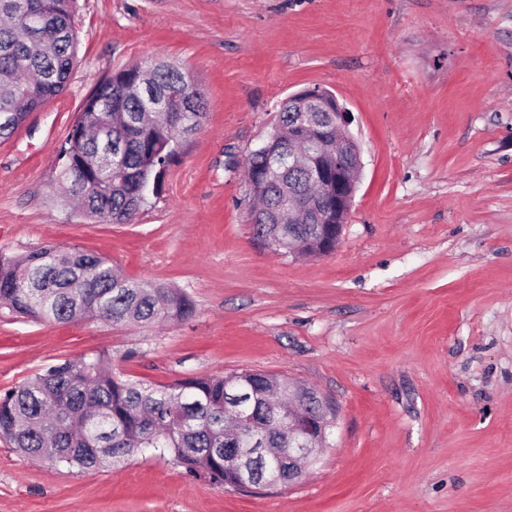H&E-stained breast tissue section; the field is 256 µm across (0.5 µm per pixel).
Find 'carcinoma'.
Masks as SVG:
<instances>
[{
	"instance_id": "obj_1",
	"label": "carcinoma",
	"mask_w": 512,
	"mask_h": 512,
	"mask_svg": "<svg viewBox=\"0 0 512 512\" xmlns=\"http://www.w3.org/2000/svg\"><path fill=\"white\" fill-rule=\"evenodd\" d=\"M76 0H0V138L9 137L29 113L67 87L76 64ZM136 68L114 71L84 99L61 150L59 181L91 191L88 215L122 224L142 205L140 184L158 183L178 156L183 139L206 119L203 92L180 67L155 69L151 90L169 101V124L140 122L145 100L132 90ZM192 106L195 124L183 127L182 102ZM115 118L111 146L122 161L110 170L100 163L106 147L98 124ZM299 111L283 104L278 125L295 124ZM271 156L250 154L247 176L265 210L274 188L267 181ZM262 241L328 234L326 224H264ZM18 316L60 323L103 319L114 324L182 321L194 312L185 292L152 280L129 279L105 259L46 245L36 251L0 253V304ZM112 357L98 352L51 364L0 393V438L27 456L79 470L112 467L145 448L170 454L186 472L215 485L238 483L240 459L224 437L227 407L247 418L239 448L256 440L286 448L282 425L263 399L266 374L203 376L174 384L124 378L112 371Z\"/></svg>"
}]
</instances>
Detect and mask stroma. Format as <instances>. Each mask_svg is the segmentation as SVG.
<instances>
[{"mask_svg":"<svg viewBox=\"0 0 512 512\" xmlns=\"http://www.w3.org/2000/svg\"><path fill=\"white\" fill-rule=\"evenodd\" d=\"M66 92L0 139V252L98 254L175 286L189 318L35 322L0 309V391L100 351L173 384L256 371L335 410L299 483L255 492L145 450L77 470L0 439V512H512V0H77ZM163 59L207 117L127 224L59 198L84 98ZM332 92L361 172L341 241L256 238L243 165L282 102Z\"/></svg>","mask_w":512,"mask_h":512,"instance_id":"obj_1","label":"stroma"}]
</instances>
